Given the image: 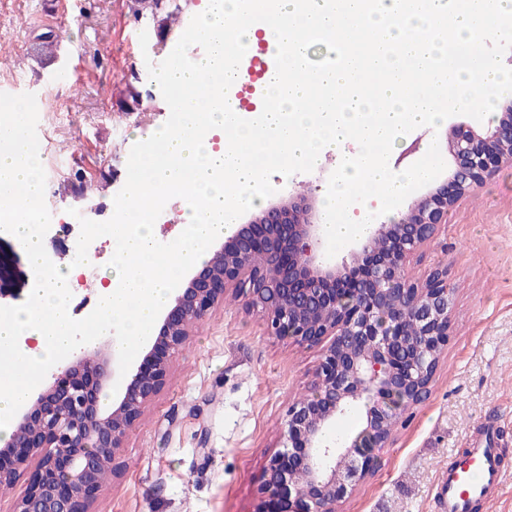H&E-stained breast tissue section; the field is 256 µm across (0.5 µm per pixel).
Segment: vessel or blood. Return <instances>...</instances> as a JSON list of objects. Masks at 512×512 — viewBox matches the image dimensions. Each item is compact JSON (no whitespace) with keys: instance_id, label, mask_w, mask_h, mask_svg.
Instances as JSON below:
<instances>
[{"instance_id":"1","label":"vessel or blood","mask_w":512,"mask_h":512,"mask_svg":"<svg viewBox=\"0 0 512 512\" xmlns=\"http://www.w3.org/2000/svg\"><path fill=\"white\" fill-rule=\"evenodd\" d=\"M503 480L496 449L473 446L466 455L449 457L436 486L438 503L443 512H469L474 500L494 495Z\"/></svg>"}]
</instances>
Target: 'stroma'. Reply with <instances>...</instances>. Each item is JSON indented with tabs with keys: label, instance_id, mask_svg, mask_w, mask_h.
Here are the masks:
<instances>
[{
	"label": "stroma",
	"instance_id": "1",
	"mask_svg": "<svg viewBox=\"0 0 512 512\" xmlns=\"http://www.w3.org/2000/svg\"><path fill=\"white\" fill-rule=\"evenodd\" d=\"M65 2L47 23L46 0H0V92L36 97L48 210L90 204L107 217L132 146L169 117L147 65L172 52L200 6L192 4L161 38L136 21L127 0ZM50 27L62 34L61 51L43 64L32 44ZM133 86L152 98L145 111L127 115L121 107ZM434 135L421 127L397 138L390 168L421 159ZM338 164L329 153L312 172L276 174L271 183L281 194L295 187L320 195ZM76 170L86 190L69 184ZM437 267L447 268L453 295L450 338L430 393L406 411L377 451V470L339 512H440V472L482 437L498 449L509 477L479 512H512V166L449 211L437 238L411 257L408 274L418 279ZM0 271L27 300L32 267L20 241L3 231ZM321 353L269 335L243 298L226 295L170 357L163 388L127 433L89 512H256L288 407L311 393Z\"/></svg>",
	"mask_w": 512,
	"mask_h": 512
}]
</instances>
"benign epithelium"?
Returning <instances> with one entry per match:
<instances>
[{
    "instance_id": "1",
    "label": "benign epithelium",
    "mask_w": 512,
    "mask_h": 512,
    "mask_svg": "<svg viewBox=\"0 0 512 512\" xmlns=\"http://www.w3.org/2000/svg\"><path fill=\"white\" fill-rule=\"evenodd\" d=\"M452 160L446 179L388 222L373 223L349 258L329 260L317 199L290 192L251 214L209 247L210 257L173 291L144 362L123 397L105 405L119 371L111 336L93 356L61 366L54 382L14 417L0 447V482L11 483L35 460L36 470L13 512H87L102 487L100 466L122 447L146 404L164 385L168 361L232 291L264 317L268 333L314 346L324 341L312 395L292 403L268 459L258 512H336V505L377 468L375 450L389 441L398 410L429 393L448 345L452 289L448 269L413 281L407 259L431 242L448 211L496 169L512 166V100L482 132L456 126L445 135ZM352 342L358 356H340ZM362 410L361 430L338 445L336 422ZM308 476L295 482L296 471Z\"/></svg>"
}]
</instances>
